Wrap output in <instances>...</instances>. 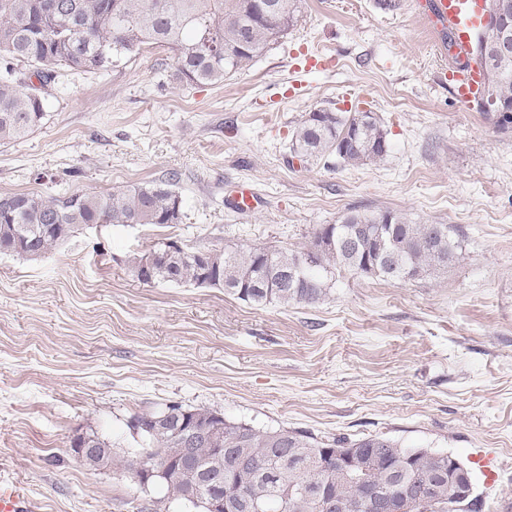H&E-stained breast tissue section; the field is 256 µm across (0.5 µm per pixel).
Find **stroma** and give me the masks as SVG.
<instances>
[{
  "instance_id": "stroma-1",
  "label": "stroma",
  "mask_w": 512,
  "mask_h": 512,
  "mask_svg": "<svg viewBox=\"0 0 512 512\" xmlns=\"http://www.w3.org/2000/svg\"><path fill=\"white\" fill-rule=\"evenodd\" d=\"M333 58L295 70L298 52ZM456 61L416 18L374 0H304L295 29L218 85L177 80L146 47L107 74L69 76L24 141L0 143V195L107 194L176 176L182 223L100 224L37 259L0 253V476L35 512H189L117 465L88 467L71 441L96 432L117 456L132 417L176 402L226 420L382 434L469 461L472 512L512 498V125L460 104ZM319 108L375 113L383 160L307 166L288 141ZM261 204L236 212L238 182ZM454 225L463 260L438 279L346 277L321 302L257 307L221 288L145 284L128 269L159 242L297 248L351 210ZM471 458L479 471L485 477L486 484L493 485L498 481V465L496 456L492 451H488L484 448H478L475 453H472Z\"/></svg>"
}]
</instances>
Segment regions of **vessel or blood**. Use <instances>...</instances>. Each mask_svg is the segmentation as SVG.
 Listing matches in <instances>:
<instances>
[{
	"mask_svg": "<svg viewBox=\"0 0 512 512\" xmlns=\"http://www.w3.org/2000/svg\"><path fill=\"white\" fill-rule=\"evenodd\" d=\"M417 15L433 31H452L455 35V53L461 63L449 73L455 93L463 105H471L484 91V76L473 59L471 41L479 29V15L475 0H418ZM240 212L257 209L260 198L251 183H240L231 199ZM471 458L485 478L486 484L499 479L497 460L493 452L477 449ZM29 500L25 487L12 479H0V512H28Z\"/></svg>",
	"mask_w": 512,
	"mask_h": 512,
	"instance_id": "b4317fda",
	"label": "vessel or blood"
}]
</instances>
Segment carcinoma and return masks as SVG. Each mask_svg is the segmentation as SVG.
I'll list each match as a JSON object with an SVG mask.
<instances>
[{
  "mask_svg": "<svg viewBox=\"0 0 512 512\" xmlns=\"http://www.w3.org/2000/svg\"><path fill=\"white\" fill-rule=\"evenodd\" d=\"M302 0H0V142L28 137L44 120L45 95L56 79L99 74L144 46L168 49L176 76L211 85L248 67L297 26ZM498 35L479 32L474 56L486 75L484 93L512 106V58L483 54ZM36 71L43 92L23 81ZM387 134L372 112L317 109L295 128L290 152L310 165L359 166L382 160ZM175 177L108 194L0 196V252L34 259L88 224H179L183 199ZM129 266L145 283L171 282L222 288L255 306L316 304L337 278L351 275L406 282L443 272L462 258L458 231L448 224H418L390 211H351L322 224L308 244L288 249L247 246L199 248L175 241L152 249ZM130 428L149 458L167 465L160 484L168 499L204 512L218 492L238 512L259 499L265 512H324L335 499L343 512H369V502L413 499L410 512H460L454 492L472 479L460 460L429 448H408L382 434L323 441L301 429H268L224 419L216 410L171 403L135 415ZM74 448H102L83 461L92 468L118 460L109 442L82 433Z\"/></svg>",
  "mask_w": 512,
  "mask_h": 512,
  "instance_id": "obj_1",
  "label": "carcinoma"
}]
</instances>
